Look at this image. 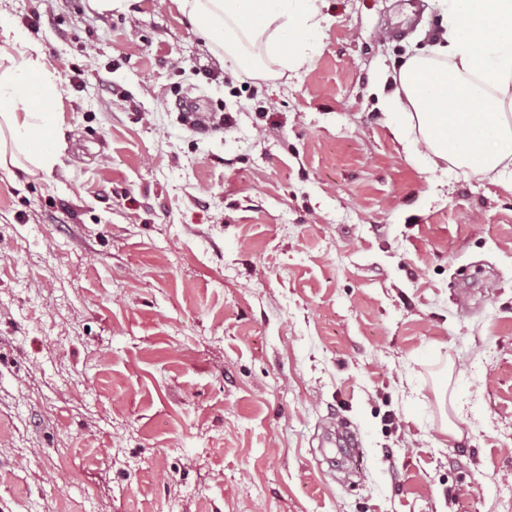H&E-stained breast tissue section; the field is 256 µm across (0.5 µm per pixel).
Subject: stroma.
<instances>
[{
  "instance_id": "obj_1",
  "label": "stroma",
  "mask_w": 512,
  "mask_h": 512,
  "mask_svg": "<svg viewBox=\"0 0 512 512\" xmlns=\"http://www.w3.org/2000/svg\"><path fill=\"white\" fill-rule=\"evenodd\" d=\"M326 12L261 77L175 0H0L61 114L0 170V512H512V192L380 105L438 0Z\"/></svg>"
}]
</instances>
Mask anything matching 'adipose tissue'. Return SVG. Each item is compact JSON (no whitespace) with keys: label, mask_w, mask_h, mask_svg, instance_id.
Instances as JSON below:
<instances>
[{"label":"adipose tissue","mask_w":512,"mask_h":512,"mask_svg":"<svg viewBox=\"0 0 512 512\" xmlns=\"http://www.w3.org/2000/svg\"><path fill=\"white\" fill-rule=\"evenodd\" d=\"M197 32L236 67L265 75V60L307 64L308 40L325 20V0H177ZM448 22L430 52L408 58L380 93L400 115L401 137L423 146L431 168L452 163L496 174L512 191V0H445ZM37 44L14 34L0 46V169L26 159L51 172L57 162L56 77Z\"/></svg>","instance_id":"1"}]
</instances>
